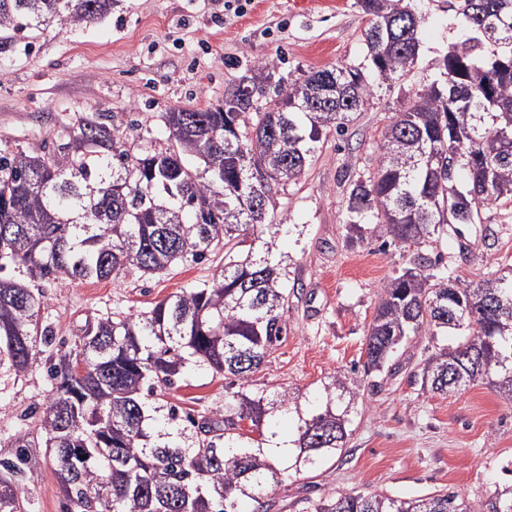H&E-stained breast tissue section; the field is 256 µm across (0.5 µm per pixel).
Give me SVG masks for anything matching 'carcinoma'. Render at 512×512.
I'll list each match as a JSON object with an SVG mask.
<instances>
[{
  "label": "carcinoma",
  "instance_id": "cac0c4a2",
  "mask_svg": "<svg viewBox=\"0 0 512 512\" xmlns=\"http://www.w3.org/2000/svg\"><path fill=\"white\" fill-rule=\"evenodd\" d=\"M368 17L356 67L310 71L275 88L255 78L219 107L163 112L169 145L132 154L112 116L65 125L52 143L0 150V355L15 374L46 355L51 388L37 421L0 458V512H26L20 485L55 457L63 512H270L267 487L313 469L344 448L354 394L342 375L308 413L288 390H238L224 409L192 415L152 397L191 366L248 382L286 333V268L261 234L276 237L275 199L305 172L314 143L341 132L385 83L409 75L420 18L395 0H356ZM112 0H0V29L77 27ZM467 36L448 46L439 76L396 112L376 168L348 185L343 224L376 214L392 242L433 246L450 224H480L512 202V0H463ZM224 246V270L137 316L88 321L73 346L50 350L36 281L153 276ZM423 254L378 295L365 336V373L380 372L413 339L461 330L430 355L422 388L452 395L485 380L512 403V279L448 276ZM295 413L288 457L266 452ZM302 512H512V485L471 501L435 491L402 497L350 491L307 501Z\"/></svg>",
  "mask_w": 512,
  "mask_h": 512
}]
</instances>
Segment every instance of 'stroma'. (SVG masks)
<instances>
[{"mask_svg": "<svg viewBox=\"0 0 512 512\" xmlns=\"http://www.w3.org/2000/svg\"><path fill=\"white\" fill-rule=\"evenodd\" d=\"M423 21L413 72L376 90L343 132L324 131L305 173L278 196L281 231L274 252L288 266L287 334L251 375L248 387L288 389L316 399L324 382L348 378L357 402L342 454L323 467L290 475L268 490L272 512H297L300 501L354 489L420 496L448 490L477 500L512 483V404L486 381L445 396L422 389L413 373L453 336L422 338L400 352L398 369L366 373L363 343L377 295L414 249L387 244L383 226L348 236L345 176L374 170L382 135L413 91L438 74L437 63L463 32L448 0H419ZM367 18L356 0H253L228 17L224 0H113L104 19L76 28L51 24L32 42L0 40V148L54 139L62 125L108 113L126 149L168 145L160 113L214 107L225 92L268 64L274 78L336 65L365 54ZM512 208L485 210L481 223L452 224L429 256L453 277L512 276ZM223 252L146 277L126 271L110 281L39 282L56 346H72L86 320L137 315L183 288L211 279ZM49 389L44 361L23 376L0 362V454ZM229 380L193 366L161 401L191 413L223 408ZM41 469L22 488L29 512H60L56 460L38 449Z\"/></svg>", "mask_w": 512, "mask_h": 512, "instance_id": "stroma-1", "label": "stroma"}]
</instances>
